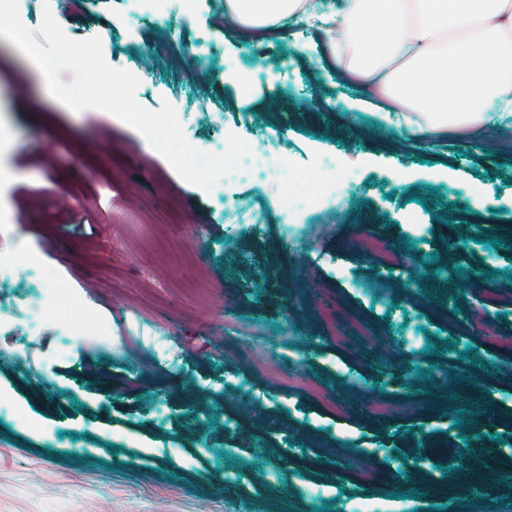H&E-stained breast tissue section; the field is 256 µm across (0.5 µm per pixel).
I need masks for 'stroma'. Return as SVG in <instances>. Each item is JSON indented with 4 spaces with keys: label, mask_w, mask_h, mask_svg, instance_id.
<instances>
[{
    "label": "stroma",
    "mask_w": 512,
    "mask_h": 512,
    "mask_svg": "<svg viewBox=\"0 0 512 512\" xmlns=\"http://www.w3.org/2000/svg\"><path fill=\"white\" fill-rule=\"evenodd\" d=\"M184 7L51 12L104 36L199 150L234 133L310 174L332 156L336 190L292 221L272 189L203 191L0 41V512H498L480 486L512 482V375L489 343L512 337V145L409 138L312 64L313 31L257 46L213 26L224 0ZM228 64L271 77L278 109L225 85ZM476 315L493 335L461 334Z\"/></svg>",
    "instance_id": "stroma-1"
}]
</instances>
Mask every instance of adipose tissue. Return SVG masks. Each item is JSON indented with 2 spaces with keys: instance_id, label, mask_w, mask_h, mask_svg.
Segmentation results:
<instances>
[{
  "instance_id": "obj_1",
  "label": "adipose tissue",
  "mask_w": 512,
  "mask_h": 512,
  "mask_svg": "<svg viewBox=\"0 0 512 512\" xmlns=\"http://www.w3.org/2000/svg\"><path fill=\"white\" fill-rule=\"evenodd\" d=\"M293 18L323 36L322 64L385 103L382 120L407 135L512 130V0L224 2L225 21L248 34Z\"/></svg>"
}]
</instances>
